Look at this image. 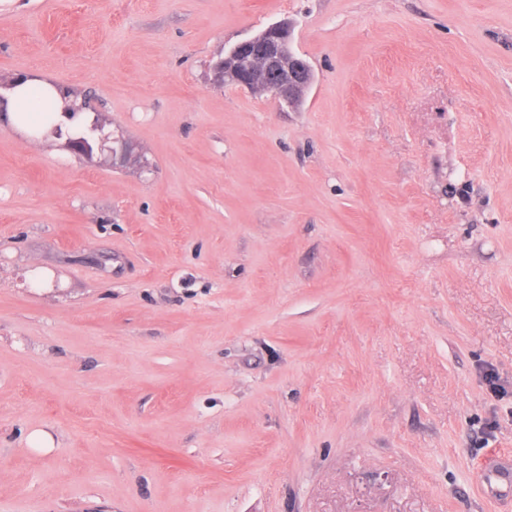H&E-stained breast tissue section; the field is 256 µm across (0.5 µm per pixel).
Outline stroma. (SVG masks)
<instances>
[{"mask_svg":"<svg viewBox=\"0 0 512 512\" xmlns=\"http://www.w3.org/2000/svg\"><path fill=\"white\" fill-rule=\"evenodd\" d=\"M17 76L106 141L0 112V512H512V0H0ZM293 21L284 18L265 30L237 42L225 51L234 58L233 84L250 91L270 92L281 109H297L311 87V67L292 49ZM479 480L488 488L495 482L510 485L512 483L511 455L493 454L486 469L479 474Z\"/></svg>","mask_w":512,"mask_h":512,"instance_id":"35a3bbf8","label":"stroma"}]
</instances>
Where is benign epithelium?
Wrapping results in <instances>:
<instances>
[{
  "label": "benign epithelium",
  "instance_id": "1",
  "mask_svg": "<svg viewBox=\"0 0 512 512\" xmlns=\"http://www.w3.org/2000/svg\"><path fill=\"white\" fill-rule=\"evenodd\" d=\"M293 21L284 18L237 42L225 58L238 60L233 84L271 93L282 109H297L311 87V67L292 49Z\"/></svg>",
  "mask_w": 512,
  "mask_h": 512
}]
</instances>
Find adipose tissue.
I'll return each mask as SVG.
<instances>
[{
    "label": "adipose tissue",
    "instance_id": "ef3b65f1",
    "mask_svg": "<svg viewBox=\"0 0 512 512\" xmlns=\"http://www.w3.org/2000/svg\"><path fill=\"white\" fill-rule=\"evenodd\" d=\"M7 96L13 106V122L18 128L42 130L66 119L64 110L68 102L49 82L29 78L16 83Z\"/></svg>",
    "mask_w": 512,
    "mask_h": 512
}]
</instances>
